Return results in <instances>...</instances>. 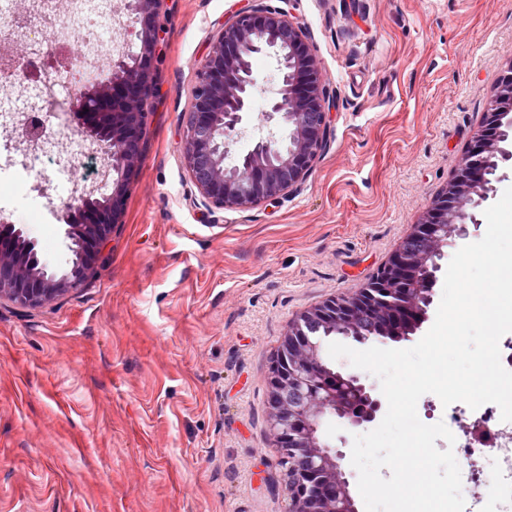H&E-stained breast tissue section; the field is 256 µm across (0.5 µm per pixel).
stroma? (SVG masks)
<instances>
[{
	"mask_svg": "<svg viewBox=\"0 0 512 512\" xmlns=\"http://www.w3.org/2000/svg\"><path fill=\"white\" fill-rule=\"evenodd\" d=\"M285 9L334 100L297 189L208 209L185 163L198 71L232 15ZM145 148L105 263L0 300V512H288L266 381L289 321L359 288L448 183L512 65V0H161ZM245 113L233 155L284 138ZM14 225L42 259L64 224Z\"/></svg>",
	"mask_w": 512,
	"mask_h": 512,
	"instance_id": "1",
	"label": "stroma"
}]
</instances>
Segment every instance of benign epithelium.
Segmentation results:
<instances>
[{"mask_svg":"<svg viewBox=\"0 0 512 512\" xmlns=\"http://www.w3.org/2000/svg\"><path fill=\"white\" fill-rule=\"evenodd\" d=\"M160 0H127L132 32L138 50L130 59L120 58L107 69V77L82 87L70 103L71 110L91 117L89 127L78 134L94 144L110 176L107 202L93 193L68 203L69 214L82 218L85 240L82 259L59 273H37L17 260L12 245L0 238V265L13 268L9 279H0V299L26 307H40L78 288L103 259L114 228L123 222L126 201L137 175L143 151L131 144H145L153 93L155 59L162 37L158 22ZM268 54L280 75L281 85L268 102L267 122L288 127L293 146L280 153L273 138L258 141L240 162L228 169L230 134L251 109L258 77L248 57ZM329 96L321 69L304 28L283 9L250 7L235 13L214 40L198 75L187 121L184 161L202 197V205L246 208L273 201L298 186L310 175L322 150L329 120ZM502 126H512V65L503 71L479 130L442 194L422 213L387 261L359 288L330 297L297 314L288 324L273 355L267 378L268 422L276 447L288 453V469L281 471L282 491L289 512H333L329 491L343 500L344 512H357L343 471L344 455L325 445L317 435L326 414H334L353 427L373 422L382 408L381 399L351 375L347 383L355 398L350 403L318 399L315 390L323 363L319 357L318 329L326 320L336 329L355 331L385 315L393 323L425 320L431 291L440 269L425 279L414 276L422 259L413 245L426 242L431 255L442 257L448 242L467 235V225L477 223L475 210L490 199L493 186L486 173L512 161V148L494 138ZM117 177H112V173Z\"/></svg>","mask_w":512,"mask_h":512,"instance_id":"1","label":"benign epithelium"}]
</instances>
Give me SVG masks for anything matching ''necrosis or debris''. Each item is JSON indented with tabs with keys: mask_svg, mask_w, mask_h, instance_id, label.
Returning <instances> with one entry per match:
<instances>
[{
	"mask_svg": "<svg viewBox=\"0 0 512 512\" xmlns=\"http://www.w3.org/2000/svg\"><path fill=\"white\" fill-rule=\"evenodd\" d=\"M121 0H0V177L36 198L34 211L44 215L41 181L50 171L70 170L75 156L87 157L93 146L69 132L64 116L52 112L56 93L41 77L45 68H66L75 82L95 77L104 60L124 52L107 25L116 22ZM28 48L30 74L12 65L17 45ZM55 120L32 150L17 148L12 133L19 121ZM511 425L500 418L497 405L473 409L454 406L448 428L455 436L454 450L462 463V486L477 500L492 501L497 512H512ZM496 450V467L486 470L477 459L479 448Z\"/></svg>",
	"mask_w": 512,
	"mask_h": 512,
	"instance_id": "necrosis-or-debris-1",
	"label": "necrosis or debris"
}]
</instances>
